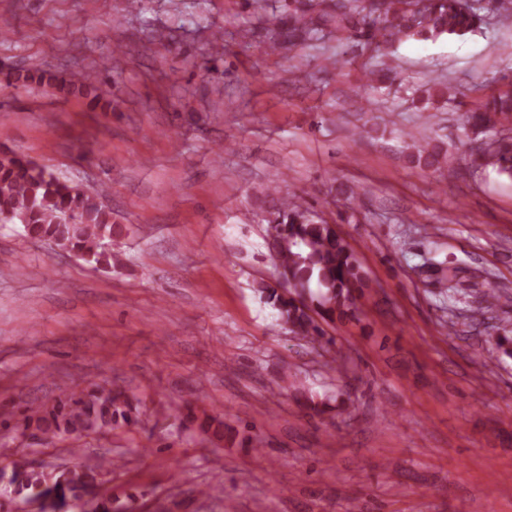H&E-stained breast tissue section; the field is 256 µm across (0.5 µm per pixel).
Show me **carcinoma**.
Listing matches in <instances>:
<instances>
[{
  "label": "carcinoma",
  "instance_id": "cac0c4a2",
  "mask_svg": "<svg viewBox=\"0 0 512 512\" xmlns=\"http://www.w3.org/2000/svg\"><path fill=\"white\" fill-rule=\"evenodd\" d=\"M496 12L504 13L502 0H493ZM487 0H290L288 31L277 24L272 43L287 35L289 41L315 40L327 28L338 39L361 33L378 52L411 37L428 39L442 34L458 37L479 31L485 23ZM95 71L62 80L74 95L96 89ZM512 118V89L494 95L464 113V123L474 134L479 166L492 167L512 178V135L500 132L492 139L483 135ZM423 145L411 155L420 168L439 170L448 161V150L424 133L412 135ZM106 190L81 189L44 166H31L22 155L0 158V223H18L25 235L64 247L85 262L112 266V238L116 225L112 211L103 203ZM266 245L275 255L280 277L297 297H285L284 289L264 287L266 301L294 336L335 344L325 326L360 321L361 301L376 292L373 281L338 225L314 219L309 208L293 196H279L273 217L267 219ZM137 407L119 390L94 388L71 393L50 407L30 406L0 421L6 431L37 430L45 437L81 436L103 428L129 426L137 421ZM112 470L103 458L93 466L66 471H37L23 458L11 470L0 469L14 497L11 509L37 501L42 512H59L71 497L84 502L89 512H123L97 476Z\"/></svg>",
  "mask_w": 512,
  "mask_h": 512
}]
</instances>
